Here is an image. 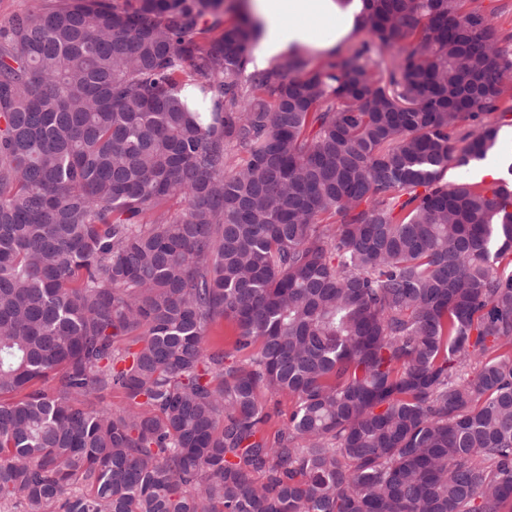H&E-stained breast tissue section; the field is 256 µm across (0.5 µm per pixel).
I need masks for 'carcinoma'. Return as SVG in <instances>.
I'll use <instances>...</instances> for the list:
<instances>
[{"instance_id": "1", "label": "carcinoma", "mask_w": 512, "mask_h": 512, "mask_svg": "<svg viewBox=\"0 0 512 512\" xmlns=\"http://www.w3.org/2000/svg\"><path fill=\"white\" fill-rule=\"evenodd\" d=\"M363 2L313 68L248 71L221 0L0 26V504L512 512V190L446 179L496 146L512 29ZM292 402L287 397L268 398L267 409L272 414V420L264 426V431L269 438H273L283 421H286L291 411Z\"/></svg>"}]
</instances>
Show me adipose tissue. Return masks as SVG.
<instances>
[{
  "instance_id": "ef3b65f1",
  "label": "adipose tissue",
  "mask_w": 512,
  "mask_h": 512,
  "mask_svg": "<svg viewBox=\"0 0 512 512\" xmlns=\"http://www.w3.org/2000/svg\"><path fill=\"white\" fill-rule=\"evenodd\" d=\"M262 25L251 64L265 70L287 53L327 52L359 31L363 0H250Z\"/></svg>"
}]
</instances>
